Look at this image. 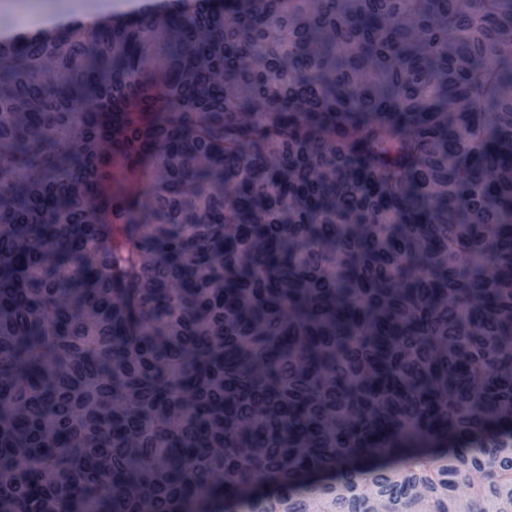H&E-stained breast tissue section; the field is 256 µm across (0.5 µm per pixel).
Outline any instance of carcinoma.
<instances>
[{"label":"carcinoma","instance_id":"cac0c4a2","mask_svg":"<svg viewBox=\"0 0 512 512\" xmlns=\"http://www.w3.org/2000/svg\"><path fill=\"white\" fill-rule=\"evenodd\" d=\"M2 198L0 512H512V0L0 42Z\"/></svg>","mask_w":512,"mask_h":512}]
</instances>
